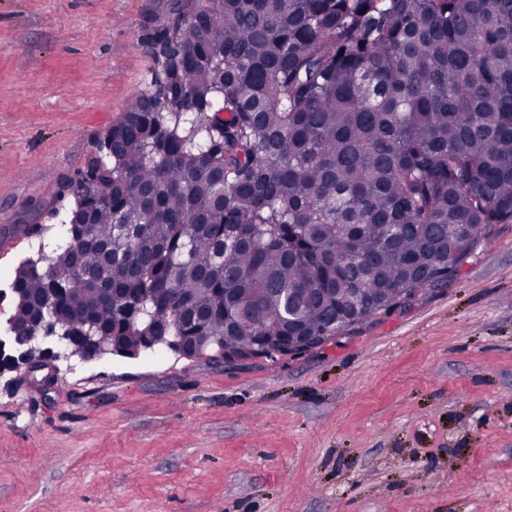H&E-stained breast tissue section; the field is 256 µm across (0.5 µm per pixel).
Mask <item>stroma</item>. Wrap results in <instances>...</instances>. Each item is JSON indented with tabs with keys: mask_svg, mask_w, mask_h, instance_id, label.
<instances>
[{
	"mask_svg": "<svg viewBox=\"0 0 512 512\" xmlns=\"http://www.w3.org/2000/svg\"><path fill=\"white\" fill-rule=\"evenodd\" d=\"M176 3L0 0V289L58 244ZM0 512H512V223L319 349L0 373Z\"/></svg>",
	"mask_w": 512,
	"mask_h": 512,
	"instance_id": "stroma-1",
	"label": "stroma"
}]
</instances>
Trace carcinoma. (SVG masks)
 Masks as SVG:
<instances>
[{"label": "carcinoma", "mask_w": 512, "mask_h": 512, "mask_svg": "<svg viewBox=\"0 0 512 512\" xmlns=\"http://www.w3.org/2000/svg\"><path fill=\"white\" fill-rule=\"evenodd\" d=\"M7 331L245 360L459 274L512 222V0H178Z\"/></svg>", "instance_id": "cac0c4a2"}]
</instances>
